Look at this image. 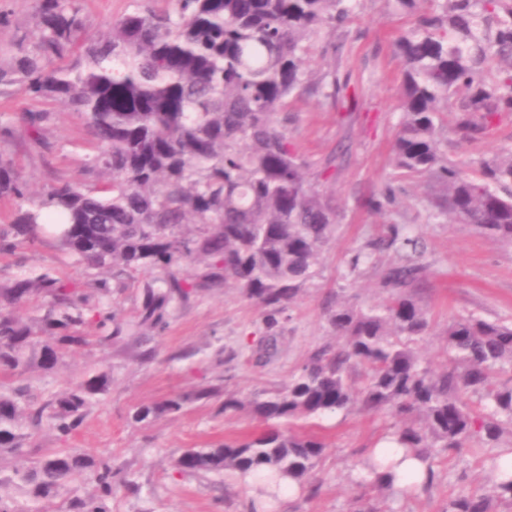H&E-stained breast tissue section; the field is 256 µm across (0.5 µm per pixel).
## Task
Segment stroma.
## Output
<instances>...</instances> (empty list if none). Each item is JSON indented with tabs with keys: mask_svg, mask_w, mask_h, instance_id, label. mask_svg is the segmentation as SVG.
I'll use <instances>...</instances> for the list:
<instances>
[{
	"mask_svg": "<svg viewBox=\"0 0 512 512\" xmlns=\"http://www.w3.org/2000/svg\"><path fill=\"white\" fill-rule=\"evenodd\" d=\"M0 14L5 17L0 67L6 69L18 54V36L30 27L29 9L22 0H0ZM401 24L384 0H363L356 19L333 38L327 55L337 77L349 84L347 98L304 95L288 108V136L312 170H325L317 188L335 207L336 224L318 277L283 314L276 333L268 332L262 309L246 301L238 288H206L173 303L164 332L125 336L105 349L93 345L65 356L53 371L38 373L36 388L44 396L64 391L87 374L108 377V392L67 445L111 458L113 468L133 483V490H119L113 497L112 512H246L251 484L233 475H188L175 461L185 449L260 430V422L249 414L225 415L219 406L228 394L242 398L286 385L316 348L333 340L329 302L366 306L386 301L379 277L397 261L393 250L374 252L358 272L348 271L351 257L379 238L385 225H407L419 240L416 259L424 274L413 297L427 310L431 329L415 348L434 368L445 363L443 332L452 318L475 314L512 322V247L467 225L431 220L432 194L422 179L406 183L397 204L386 212L367 205L394 175L392 142L400 117L403 61L393 40ZM49 110L52 119L42 142L23 136L0 141V158L11 161L37 190L58 181L87 183L84 162L93 140L84 117L58 103ZM456 118L453 111L442 116V148L466 174H475L479 159L512 152V112L502 113L494 128L475 141L456 132ZM43 270L75 283L85 279L52 238L0 257V275ZM271 334L277 354L257 359L256 349ZM205 386L218 389L207 403L186 405L181 413L148 424L129 418L139 406ZM393 424L387 413L356 408L319 418L316 431L327 448L316 464L314 482L301 485L279 512H355L357 496L368 491L357 473ZM493 454V449L479 448L435 460L433 483L402 495L399 512H441L458 486L487 483L486 461Z\"/></svg>",
	"mask_w": 512,
	"mask_h": 512,
	"instance_id": "obj_1",
	"label": "stroma"
}]
</instances>
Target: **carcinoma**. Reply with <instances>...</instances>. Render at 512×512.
I'll use <instances>...</instances> for the list:
<instances>
[{
    "instance_id": "1",
    "label": "carcinoma",
    "mask_w": 512,
    "mask_h": 512,
    "mask_svg": "<svg viewBox=\"0 0 512 512\" xmlns=\"http://www.w3.org/2000/svg\"><path fill=\"white\" fill-rule=\"evenodd\" d=\"M112 21L81 40V0H33L30 30L17 41L20 56L0 67V85H17L38 102H58L82 114L95 152L85 170L95 183L58 182L32 194L13 165L0 159V198L14 203L0 226V255H13L58 224L56 238L86 281L79 287L51 270L0 284V512H35L34 504L66 496V512H111L120 487L107 458L59 448L31 465L7 459L25 454L32 432L70 438L108 391L105 375L85 377L66 391L41 397L32 373L51 371L67 352L109 347L122 336L162 331L172 301L201 288L235 283L264 310L266 327L315 278L332 238L336 210L282 126L290 102L304 94L336 98V72L317 58L323 43L354 16L360 0H161ZM408 18L395 42L404 61L401 118L393 139L398 178L430 177L440 188L430 218L470 224L512 244V152L463 173L442 149L441 116L457 103V128L468 140L488 133L512 112V2L507 0H386ZM496 57L507 68L492 75ZM51 113H0V139L23 124L38 142ZM388 185L369 201L381 211L396 203ZM371 250L393 248L402 262L382 274L393 290L378 306L336 303L329 323L338 343L318 347L287 385L247 399H224V412L262 420L257 433L209 448H188L175 461L191 474L258 475L267 469L297 484L310 482L326 443L295 422L348 410H386L402 448L428 462L479 445L501 447L512 436V325L474 314L448 322L447 363L440 371L413 347L430 319L411 294L423 267L414 263L418 239L403 224L386 226ZM185 265L200 269L181 276ZM140 273L144 285L135 316L116 319L107 299ZM36 304L24 319L16 310ZM92 325L96 334L82 328ZM364 370L360 387L352 365ZM214 387L195 388L142 405L136 423L208 401ZM476 396L479 405L467 398ZM491 482L460 487L442 512H497L512 507L507 456L489 459ZM86 485L70 494L68 485ZM376 492L357 512H383L391 481L371 479Z\"/></svg>"
}]
</instances>
